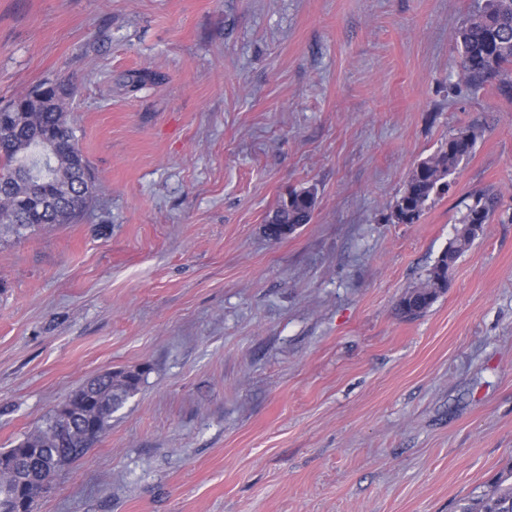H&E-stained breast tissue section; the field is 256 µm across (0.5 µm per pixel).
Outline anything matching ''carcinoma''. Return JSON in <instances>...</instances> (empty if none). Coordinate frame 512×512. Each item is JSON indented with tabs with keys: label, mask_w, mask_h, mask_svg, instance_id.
Wrapping results in <instances>:
<instances>
[{
	"label": "carcinoma",
	"mask_w": 512,
	"mask_h": 512,
	"mask_svg": "<svg viewBox=\"0 0 512 512\" xmlns=\"http://www.w3.org/2000/svg\"><path fill=\"white\" fill-rule=\"evenodd\" d=\"M459 67L475 87H498L512 67V0H488L477 8L459 31ZM77 87L50 96L27 94L0 107V126L12 137L0 142V190L6 202L0 228L20 239L42 224H69L86 208L93 183L89 165L76 145L68 121V100ZM478 131L459 129L411 171L396 198L391 217L398 224L417 223L433 197L448 192L450 176L472 154ZM315 193L295 190L273 211L268 235L280 239L309 223ZM492 211L482 195L457 220L448 248L433 265L425 282L406 292L399 302L408 318L427 310L448 287V271L490 223ZM141 373L112 371L79 387L40 427L0 452V512H32L42 482L97 442L112 412L137 392ZM463 512H512V467L502 473Z\"/></svg>",
	"instance_id": "obj_1"
}]
</instances>
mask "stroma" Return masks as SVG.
I'll use <instances>...</instances> for the list:
<instances>
[{
    "label": "stroma",
    "instance_id": "35a3bbf8",
    "mask_svg": "<svg viewBox=\"0 0 512 512\" xmlns=\"http://www.w3.org/2000/svg\"><path fill=\"white\" fill-rule=\"evenodd\" d=\"M477 2L0 0V105L76 82L95 185L0 236V449L143 373L32 512H460L512 465V92L459 74ZM468 127L449 194L394 223ZM303 188L310 222L269 237ZM479 194L490 223L404 317ZM478 136L474 128L459 129L417 164L394 202L391 217L397 224L417 223L433 196L448 193L449 177L472 154Z\"/></svg>",
    "mask_w": 512,
    "mask_h": 512
}]
</instances>
